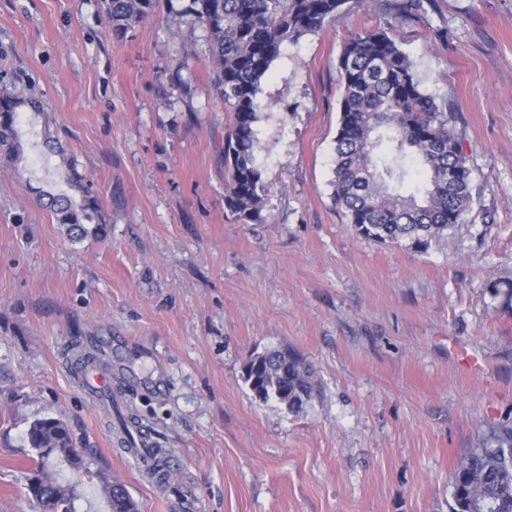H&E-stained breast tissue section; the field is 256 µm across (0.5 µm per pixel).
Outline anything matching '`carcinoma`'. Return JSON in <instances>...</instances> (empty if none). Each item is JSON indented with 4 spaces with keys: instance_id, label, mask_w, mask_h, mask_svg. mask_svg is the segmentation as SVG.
I'll return each instance as SVG.
<instances>
[{
    "instance_id": "obj_1",
    "label": "carcinoma",
    "mask_w": 512,
    "mask_h": 512,
    "mask_svg": "<svg viewBox=\"0 0 512 512\" xmlns=\"http://www.w3.org/2000/svg\"><path fill=\"white\" fill-rule=\"evenodd\" d=\"M112 31L119 37L149 18L158 0H105ZM369 0H191L188 14L207 33L214 85L231 121L224 133L225 207L248 223L263 222L269 184L256 156L254 124L263 108L262 79L286 46L336 23ZM387 13L421 23L431 44L445 36L427 19L431 0H383ZM341 98L332 169V199L359 235L379 243L425 250L454 230L472 203V170L457 132L458 113L448 100L423 90L414 62L391 28L349 38L338 59ZM20 98H0V150L16 156L21 143L13 108ZM65 183L79 200L49 195V207L73 240L105 235L93 223L97 202L65 160ZM245 380L257 397L298 410L316 394L313 373L293 350L282 360L250 358ZM28 447L37 468L25 496L38 512H76V489L48 469L52 455L70 465L82 460L67 424L53 417L34 420ZM109 512H138L121 484L102 486ZM452 512H512V426L492 431L455 468Z\"/></svg>"
}]
</instances>
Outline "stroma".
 <instances>
[{
	"label": "stroma",
	"instance_id": "stroma-1",
	"mask_svg": "<svg viewBox=\"0 0 512 512\" xmlns=\"http://www.w3.org/2000/svg\"><path fill=\"white\" fill-rule=\"evenodd\" d=\"M188 4L159 0L119 39L103 0H0V92L41 104L17 119L20 158L0 154V512H36L25 432L42 417L139 512H170L79 387L84 353L122 363L112 389L179 459L194 512H451L459 459L512 425V0H435L438 52L375 2L289 47L261 83L260 224L224 205L231 115ZM390 24L461 113L473 170L470 211L423 252L363 238L330 197L338 57ZM66 154L106 238L72 241L38 201L70 193ZM276 348L312 367L301 410L245 380Z\"/></svg>",
	"mask_w": 512,
	"mask_h": 512
}]
</instances>
